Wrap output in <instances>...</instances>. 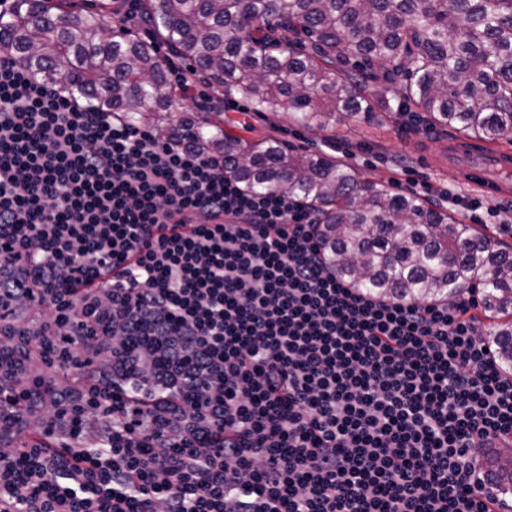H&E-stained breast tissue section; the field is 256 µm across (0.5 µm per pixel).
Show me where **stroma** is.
<instances>
[{
    "label": "stroma",
    "instance_id": "stroma-1",
    "mask_svg": "<svg viewBox=\"0 0 512 512\" xmlns=\"http://www.w3.org/2000/svg\"><path fill=\"white\" fill-rule=\"evenodd\" d=\"M241 104V99L228 96L217 110L225 129L242 138L275 139L290 149L334 157L383 183L395 194L405 193L406 187L400 182L401 169L410 165L417 180L466 197V204L449 207L459 220L469 221L471 203L479 202L495 210L494 215L487 217V224L512 222V197L488 196L480 186L458 180L453 169L445 164L448 145L461 140L455 129L436 127L428 132L418 122L398 113L378 112L368 120H350L328 130H307L282 116L241 111Z\"/></svg>",
    "mask_w": 512,
    "mask_h": 512
}]
</instances>
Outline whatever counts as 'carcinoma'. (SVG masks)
I'll use <instances>...</instances> for the list:
<instances>
[{
    "label": "carcinoma",
    "mask_w": 512,
    "mask_h": 512,
    "mask_svg": "<svg viewBox=\"0 0 512 512\" xmlns=\"http://www.w3.org/2000/svg\"><path fill=\"white\" fill-rule=\"evenodd\" d=\"M116 10V0H15L0 15V45L36 78L162 128L183 93L153 45L125 29L105 36ZM138 11L188 69L255 112L326 129L395 111L486 143L512 138V0H138ZM187 126L247 191L284 186L316 209L328 266L350 286L413 300L480 288L485 339L512 371L511 244L326 155L250 142L207 117ZM486 461L511 493L512 459Z\"/></svg>",
    "instance_id": "1"
}]
</instances>
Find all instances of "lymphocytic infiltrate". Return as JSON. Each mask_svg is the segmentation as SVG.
Masks as SVG:
<instances>
[{
	"instance_id": "lymphocytic-infiltrate-1",
	"label": "lymphocytic infiltrate",
	"mask_w": 512,
	"mask_h": 512,
	"mask_svg": "<svg viewBox=\"0 0 512 512\" xmlns=\"http://www.w3.org/2000/svg\"><path fill=\"white\" fill-rule=\"evenodd\" d=\"M318 229L0 53V512H497L474 289L360 292Z\"/></svg>"
}]
</instances>
